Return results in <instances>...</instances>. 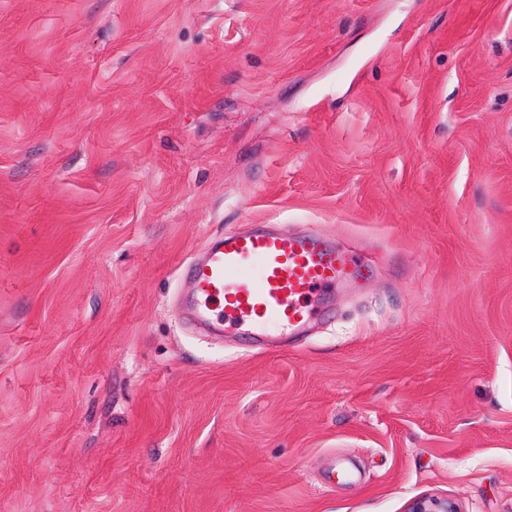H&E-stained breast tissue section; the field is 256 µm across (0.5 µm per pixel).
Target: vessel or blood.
Here are the masks:
<instances>
[{"label":"vessel or blood","mask_w":512,"mask_h":512,"mask_svg":"<svg viewBox=\"0 0 512 512\" xmlns=\"http://www.w3.org/2000/svg\"><path fill=\"white\" fill-rule=\"evenodd\" d=\"M353 255L325 241L282 233H228L189 269L191 307L203 324L247 322L293 332L316 314L309 299L334 287Z\"/></svg>","instance_id":"b4317fda"}]
</instances>
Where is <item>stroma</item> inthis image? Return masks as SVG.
<instances>
[{
	"instance_id": "35a3bbf8",
	"label": "stroma",
	"mask_w": 512,
	"mask_h": 512,
	"mask_svg": "<svg viewBox=\"0 0 512 512\" xmlns=\"http://www.w3.org/2000/svg\"><path fill=\"white\" fill-rule=\"evenodd\" d=\"M358 276L180 308L228 232ZM512 512V0H0V512ZM405 512H460L457 504L448 498L419 497L412 500Z\"/></svg>"
}]
</instances>
